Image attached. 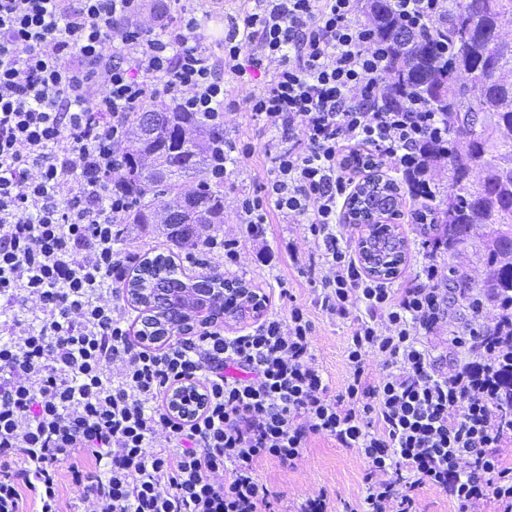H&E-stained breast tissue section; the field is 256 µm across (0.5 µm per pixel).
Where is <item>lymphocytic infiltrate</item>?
<instances>
[{
  "mask_svg": "<svg viewBox=\"0 0 512 512\" xmlns=\"http://www.w3.org/2000/svg\"><path fill=\"white\" fill-rule=\"evenodd\" d=\"M358 0H255L216 56L196 38L209 0H171L170 20L144 27L142 0H0V308L35 302L38 326L0 328V512H63L59 472L86 512H274L253 465H292L310 435L367 463L357 502L326 494L292 512H420L419 491L458 512L486 501L512 512V295L470 292L494 327L452 337L442 365L419 339L448 312L434 266L393 288L367 277L336 235L355 150L398 169L425 195L426 158L448 121L420 102L376 96L388 45ZM403 28L447 17L450 0H390ZM247 110L280 132L260 194L237 200L249 234L272 215L298 216L332 277L312 304L267 315L239 336L208 331L148 347L131 335L117 247L131 202L118 148L125 118L158 96L212 128L224 125V76L266 70ZM303 138H295V127ZM364 312L353 315L352 310ZM352 318L349 376L338 392L313 362L312 310ZM392 366L381 384L368 353ZM120 373H113L114 363ZM205 392L194 420L173 417L170 388ZM421 512H457V506L437 488L426 485L419 492Z\"/></svg>",
  "mask_w": 512,
  "mask_h": 512,
  "instance_id": "f902f5d3",
  "label": "lymphocytic infiltrate"
}]
</instances>
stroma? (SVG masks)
<instances>
[{"instance_id":"35a3bbf8","label":"stroma","mask_w":512,"mask_h":512,"mask_svg":"<svg viewBox=\"0 0 512 512\" xmlns=\"http://www.w3.org/2000/svg\"><path fill=\"white\" fill-rule=\"evenodd\" d=\"M248 6V0H214L213 20L200 30L199 41L212 54H221L227 21L241 15ZM264 81V74L257 70L245 80L229 73L224 76V87L232 102L224 111V139L228 142L249 141L255 153L238 161L224 180V221L216 225L215 235L238 241L239 256L236 266L227 269L229 279L259 289L268 297L267 311L284 317L288 314L290 300L312 301L316 291L321 289L323 279L331 277L332 272L327 266L318 264V252L302 218L273 220L263 236L255 237L247 233L237 208L239 195L259 192L269 165L267 151L277 138L276 132L253 121L245 110L247 100L261 90ZM387 176L400 190L401 216L397 226L407 245L405 262L392 280L393 287L401 288L414 281L423 265L431 263L436 267L439 287H447L448 276L454 271L460 278L461 287L486 289L491 277L486 234L474 235L453 251L434 248L414 219L419 200L411 195L408 184L395 170H388ZM119 247L140 258L171 252L187 275L200 273L192 261L194 248H173L158 224L125 225ZM281 280L287 282L289 296L280 295L277 283ZM498 314V309L489 301L479 317H472L467 297L455 295L447 317L423 336L422 341L433 353H441L447 350L450 336L466 333L472 328L493 327ZM312 321L314 362L327 374L332 390H339L349 375L344 351L352 322L318 311L313 312ZM366 468V462L356 450L339 447L334 440L314 434L310 435L292 466L284 468L270 459L254 465L257 476L274 487L286 505L322 492L333 500L358 501L365 491Z\"/></svg>"}]
</instances>
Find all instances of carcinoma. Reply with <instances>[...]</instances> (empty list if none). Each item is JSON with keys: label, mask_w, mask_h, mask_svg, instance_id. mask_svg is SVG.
<instances>
[{"label": "carcinoma", "mask_w": 512, "mask_h": 512, "mask_svg": "<svg viewBox=\"0 0 512 512\" xmlns=\"http://www.w3.org/2000/svg\"><path fill=\"white\" fill-rule=\"evenodd\" d=\"M368 15L378 34L390 44L385 77L392 89L406 86L411 98L448 114V139L464 148L448 153L450 183L445 199L431 209L426 232L444 225L448 249L464 243L482 224L496 225L488 262L493 267L489 290L512 293V90L501 83L512 72V43L499 39L512 21V0H455L448 21L423 32L400 27L390 0H367ZM447 38L455 46L451 64L437 59L434 49ZM499 78H493L492 71ZM464 71L471 82L460 84L448 73ZM126 165L122 178L131 197L125 224L156 223L157 202L177 199L162 220L166 237L177 246L195 247L210 236L211 225L223 223L224 190L207 176L208 150L224 131L209 128L177 112L159 98L131 113L127 120ZM483 179L470 181L475 167ZM369 209L395 205L397 192L369 189ZM129 288H212L210 282H189L178 267L157 256Z\"/></svg>", "instance_id": "carcinoma-1"}]
</instances>
